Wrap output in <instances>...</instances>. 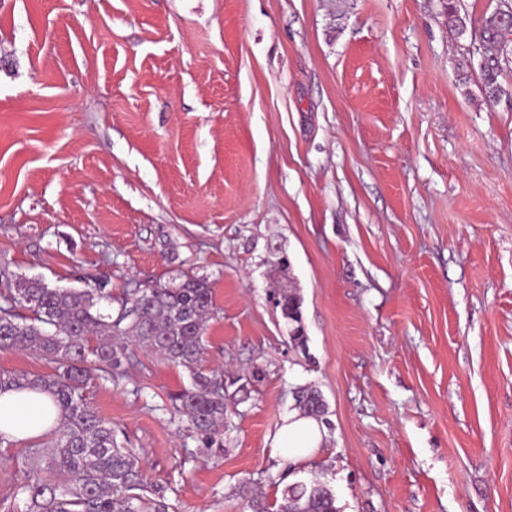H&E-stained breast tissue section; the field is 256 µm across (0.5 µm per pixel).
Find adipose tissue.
<instances>
[{"mask_svg":"<svg viewBox=\"0 0 512 512\" xmlns=\"http://www.w3.org/2000/svg\"><path fill=\"white\" fill-rule=\"evenodd\" d=\"M60 424L52 398L29 389L0 392V438L7 442L29 441ZM325 433L312 417L289 415L280 427L275 451L285 461L297 463L309 458L322 444Z\"/></svg>","mask_w":512,"mask_h":512,"instance_id":"ef3b65f1","label":"adipose tissue"}]
</instances>
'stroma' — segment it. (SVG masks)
<instances>
[{
  "label": "stroma",
  "mask_w": 512,
  "mask_h": 512,
  "mask_svg": "<svg viewBox=\"0 0 512 512\" xmlns=\"http://www.w3.org/2000/svg\"><path fill=\"white\" fill-rule=\"evenodd\" d=\"M446 2L0 0V265L116 295L206 278L204 363L249 383L207 458L184 367L138 347L91 385L173 512L303 472L339 512H512V108L460 89ZM303 385L328 425L293 471ZM30 448L0 445V512H26ZM277 307L281 308L283 319L288 324V337L295 348L305 349L307 336L303 324L301 300L292 293L282 292L277 301ZM301 334H298V333ZM293 393L296 408L310 417H301L298 412L289 415L277 433L274 448L282 460L297 463L309 458L323 443L325 433L318 421L324 422L326 405L317 389L297 387Z\"/></svg>",
  "instance_id": "35a3bbf8"
}]
</instances>
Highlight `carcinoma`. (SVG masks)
Returning <instances> with one entry per match:
<instances>
[{"mask_svg": "<svg viewBox=\"0 0 512 512\" xmlns=\"http://www.w3.org/2000/svg\"><path fill=\"white\" fill-rule=\"evenodd\" d=\"M448 25L478 43L480 93L485 102L511 100L499 77L512 68V5L484 15L468 30L456 0H448ZM103 282L96 288H52L43 278H22L0 294V350H22L42 360L48 371L16 375L0 370V390L27 388L49 394L62 416L43 448L32 451L46 476L20 486L27 512H168L164 489L148 486L136 452L118 442L112 423L89 402L95 379L116 380L130 360L133 340L186 368L190 384L171 396L185 430L204 448L221 447L224 427V372L200 364L208 319L214 314L208 280L188 276L179 282L126 290L112 297ZM116 304L106 310L103 303ZM296 348L307 342L301 300L282 292L277 301ZM23 308L29 315L15 313ZM296 408L324 421L326 405L313 388L294 389ZM276 512H338L332 490L318 477L282 490Z\"/></svg>", "mask_w": 512, "mask_h": 512, "instance_id": "carcinoma-1", "label": "carcinoma"}]
</instances>
